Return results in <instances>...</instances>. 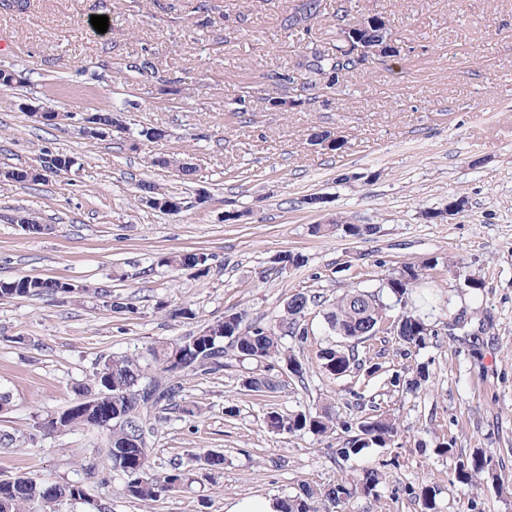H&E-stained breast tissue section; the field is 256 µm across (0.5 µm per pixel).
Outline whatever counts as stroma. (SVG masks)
Listing matches in <instances>:
<instances>
[{
    "label": "stroma",
    "instance_id": "1",
    "mask_svg": "<svg viewBox=\"0 0 512 512\" xmlns=\"http://www.w3.org/2000/svg\"><path fill=\"white\" fill-rule=\"evenodd\" d=\"M301 2L207 0L202 12L197 0H28L23 9L0 0V67L22 76L0 87V169L36 166L51 152L73 160L35 185L0 183V280L39 276L88 289L0 300V394L9 396L0 432L12 436L0 444V479L83 485L89 497L72 512H232L246 499L277 503L301 484L326 489L375 467L382 479L373 494H354L340 512H423L415 493L424 488L436 512H512V0H321L305 33L286 25ZM344 14L390 19L397 56L340 77L325 101L272 109L298 93L276 73L312 51L334 52ZM94 15L107 16L106 32L94 29ZM141 57L149 68L127 72ZM41 110L68 118L46 122ZM103 110L125 135H84L85 117ZM145 127L164 139L141 140ZM319 128L343 148L314 146ZM151 155L175 163L152 166ZM143 181L176 195L180 210L135 202ZM458 196L465 210L448 215ZM339 213L375 233H313ZM23 215L44 232L26 231ZM186 252L208 254L207 267L161 263ZM288 254L306 265L281 267ZM430 258L437 266L409 304L432 336L418 351L390 334L367 341L383 366L375 378H334L315 365L333 340L316 309L305 317L306 341H287L312 362L305 382L276 367L277 393L246 392L254 364L236 360L221 375L191 377L183 396L203 415L163 414L151 447L154 470L178 463L189 478L157 501L126 496L104 431L41 429L91 386L104 356L145 363L153 341L189 335L225 312L271 324L296 293L332 303ZM452 260L481 288L459 287ZM98 287L128 312L93 296ZM461 308L486 324L477 344L448 333ZM422 362L430 378L421 390L391 385ZM360 399L388 413L398 434L391 447L343 461L333 449L358 422ZM325 404L341 422L330 436L267 426L270 411ZM448 440L451 456L438 451ZM479 448L489 475L461 486L459 460ZM212 452L223 453V470L205 466Z\"/></svg>",
    "mask_w": 512,
    "mask_h": 512
}]
</instances>
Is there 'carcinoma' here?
<instances>
[{"mask_svg":"<svg viewBox=\"0 0 512 512\" xmlns=\"http://www.w3.org/2000/svg\"><path fill=\"white\" fill-rule=\"evenodd\" d=\"M320 7L319 0H306L291 17L290 25L299 26L318 16ZM365 62L364 58L354 57L353 47L349 45L346 30L341 25L337 27L334 54L315 52L298 63L305 76L301 91L310 93L308 101L311 102L316 99L315 91L333 87L342 74L358 69ZM338 229L349 236L364 237L373 234L375 226L353 224L343 216L336 217L333 224L313 226V232L322 235ZM208 261L209 256L203 252H186L169 256L163 263L170 267L197 268L206 266ZM435 267L433 260L406 263L382 278V287L395 299V304L403 306L398 339L409 350L426 347L431 336L425 321L408 308V299L413 288ZM71 287L73 284L68 282L23 277L1 281L0 299L44 294L66 296ZM320 305L321 297L299 292L287 302L276 325L246 324L242 315L229 311L224 318L208 323L176 342L154 341L147 347L150 363L146 365L128 355L105 356L94 375L96 390L83 391L72 406L44 422L41 428L47 433L77 426L107 432V457L112 469L128 477L126 495L140 502H154L187 479V473L176 467L168 472L155 471L150 462L149 443L158 413L175 407L187 417L202 415L199 405L182 398L188 377L220 374L228 366L226 357L230 355L236 360L260 364L277 362L291 376L300 381L305 379L306 363L283 343L282 335L288 334L303 341L307 331L301 327V317L310 307ZM385 310L386 303L379 295L359 288L350 289L336 298V303L325 310L324 318L334 335L342 336V340L329 343L318 351L320 369L333 376L357 373L365 367L368 375L377 373L379 364L360 355L358 344L370 337L378 324L377 316ZM428 378V368L418 366L412 375L403 379L397 376L393 383H403L407 389L416 391ZM280 385V380L266 373H256L242 380L244 391L252 393H275ZM108 395L112 396V416L104 419L99 417L94 403ZM336 424V412L328 405L313 414L282 415L272 411L268 415V426L286 433L308 430L325 436L336 431ZM396 435L395 422L387 414L374 409L361 417L357 432L336 449V455L347 460L364 448H386L394 443ZM487 465L486 453L476 451L460 461L457 483L466 487L472 485L486 471ZM380 480L379 470L372 467L323 490L302 484L296 494L281 501L279 509L280 512H319L320 505L326 502L338 507L358 491L371 494ZM86 495L82 485H59L18 476L12 483L0 487V512H34L35 506L40 508V512H67L68 506L86 499Z\"/></svg>","mask_w":512,"mask_h":512,"instance_id":"cac0c4a2","label":"carcinoma"}]
</instances>
